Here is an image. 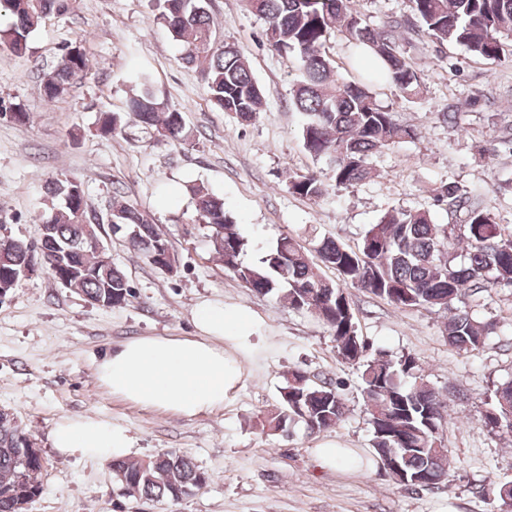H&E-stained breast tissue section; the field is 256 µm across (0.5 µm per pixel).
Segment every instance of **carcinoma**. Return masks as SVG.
<instances>
[{"instance_id":"cac0c4a2","label":"carcinoma","mask_w":512,"mask_h":512,"mask_svg":"<svg viewBox=\"0 0 512 512\" xmlns=\"http://www.w3.org/2000/svg\"><path fill=\"white\" fill-rule=\"evenodd\" d=\"M203 0H157L159 18L183 45L182 60L203 66L211 102L250 122L263 111L264 96L247 61L229 42L216 43L213 21ZM424 32L439 44L465 47L473 56L492 62L512 58V0H410ZM70 0H0V43L23 55L30 34L50 16L61 15ZM246 8L265 19L266 43L300 62L291 106L299 118L304 150L327 163L322 175L288 177V191L307 199L323 197L329 187H348L371 174L369 160L383 149L413 139L416 129L399 122L377 103L374 86L388 84L409 98L419 95L417 70L400 49L394 27L371 28L353 11L351 0H245ZM336 35L368 54L376 69L355 80L334 76L327 44ZM89 68L80 45L62 49L54 70L43 82L42 97L61 96ZM138 89L127 102V112L146 128L180 142L188 138L182 113L170 107L152 87L150 74H135ZM20 124L30 120L21 103L0 104V114ZM187 191L196 202L200 223L209 228L211 248L237 280L257 295L276 296L288 308L314 313L336 342L337 353L348 364L362 368L370 447L382 467L389 449L397 448L402 469L424 476L423 488H434L447 476V448L442 428L447 416L443 395L424 381L416 358L398 360L369 345L358 331L345 286L350 284L401 309L450 312L444 324L448 346L459 353L481 348L496 327L479 322L470 312L469 298L498 285H512V228L496 222L492 210L456 185L441 189L438 201L460 218L457 224H437L431 211L393 210L364 230L356 247L324 236L313 249L283 236L262 249L256 261L245 259L253 249L224 199L200 184ZM133 250L151 265L153 255L169 244L145 214L129 204L112 207ZM30 239L0 235V285L12 287L22 264L40 258L57 267L65 263L80 273L71 289L85 300L128 304L134 293L128 279L112 260L99 252L89 237L85 192L81 184L57 180L48 188L43 210L32 221ZM465 245V260L457 264L452 249ZM158 266V265H156ZM336 271L328 279L324 269ZM158 269L173 274L178 260L170 258ZM281 407L267 415L264 427L285 432L291 424L309 431L336 425L345 406L335 383L293 367L283 376ZM483 422L512 434V381L494 391ZM30 432L20 425L0 424V512H24L23 499L41 494L34 474L43 457L22 452ZM112 475L124 495L146 500L177 501L206 487L211 476L193 459L172 450L146 458L112 455Z\"/></svg>"}]
</instances>
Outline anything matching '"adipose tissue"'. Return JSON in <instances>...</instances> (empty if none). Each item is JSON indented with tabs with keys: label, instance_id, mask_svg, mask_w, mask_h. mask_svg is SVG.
Listing matches in <instances>:
<instances>
[{
	"label": "adipose tissue",
	"instance_id": "adipose-tissue-1",
	"mask_svg": "<svg viewBox=\"0 0 512 512\" xmlns=\"http://www.w3.org/2000/svg\"><path fill=\"white\" fill-rule=\"evenodd\" d=\"M244 311L218 303L201 304L193 338L141 336L126 340L96 365L100 383L131 403L164 408L183 417L223 407L224 398L242 377L235 352L248 345ZM61 454L87 449L122 453L126 438L111 424L94 419H68L53 431Z\"/></svg>",
	"mask_w": 512,
	"mask_h": 512
}]
</instances>
